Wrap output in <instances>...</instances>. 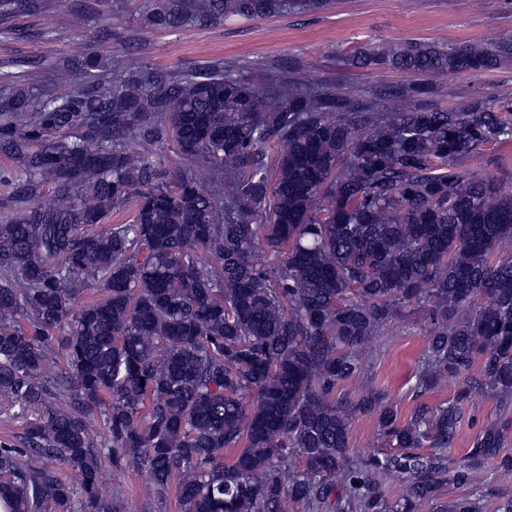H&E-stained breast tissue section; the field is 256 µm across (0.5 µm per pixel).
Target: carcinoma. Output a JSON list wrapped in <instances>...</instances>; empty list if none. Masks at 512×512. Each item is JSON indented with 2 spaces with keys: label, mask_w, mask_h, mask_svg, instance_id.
<instances>
[{
  "label": "carcinoma",
  "mask_w": 512,
  "mask_h": 512,
  "mask_svg": "<svg viewBox=\"0 0 512 512\" xmlns=\"http://www.w3.org/2000/svg\"><path fill=\"white\" fill-rule=\"evenodd\" d=\"M285 6L162 0L158 20ZM510 56L512 42L359 50V67L425 78L380 112L318 85L263 97L229 69L98 74L33 112L7 98L0 150L18 182L0 221V397L24 447L0 441L6 512H122L99 481L104 458L147 469L156 496L177 481L182 512H484L473 492L439 501L450 483L473 486L487 459L512 482L496 421L449 467L470 389L403 422L382 393L353 403L340 385L423 303L416 395L476 370L483 396L512 406V259L493 260L512 240V194L462 166L512 139V113L485 96L418 102L435 79ZM167 143L212 185L145 154ZM56 353L63 374L49 370ZM358 411L391 451L352 453Z\"/></svg>",
  "instance_id": "obj_1"
}]
</instances>
